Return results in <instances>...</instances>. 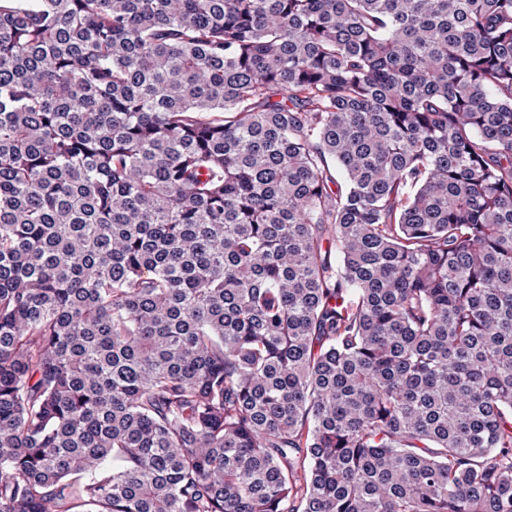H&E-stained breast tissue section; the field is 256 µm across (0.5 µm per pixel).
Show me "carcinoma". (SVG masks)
Returning <instances> with one entry per match:
<instances>
[{"label": "carcinoma", "mask_w": 512, "mask_h": 512, "mask_svg": "<svg viewBox=\"0 0 512 512\" xmlns=\"http://www.w3.org/2000/svg\"><path fill=\"white\" fill-rule=\"evenodd\" d=\"M0 512H512V0H0Z\"/></svg>", "instance_id": "1"}]
</instances>
